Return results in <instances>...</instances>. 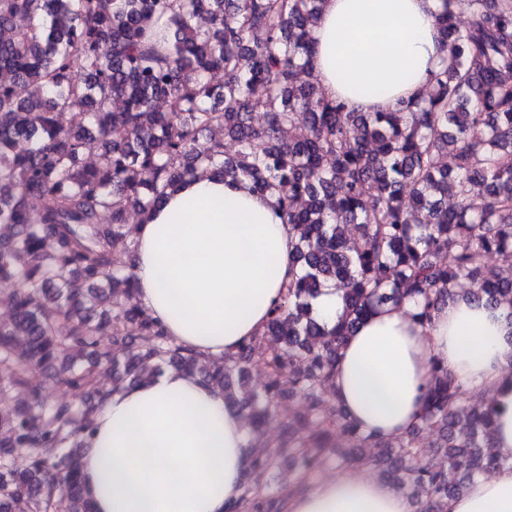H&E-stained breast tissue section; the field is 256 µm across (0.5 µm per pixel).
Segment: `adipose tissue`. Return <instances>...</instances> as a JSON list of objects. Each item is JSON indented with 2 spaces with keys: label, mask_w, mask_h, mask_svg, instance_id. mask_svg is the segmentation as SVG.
<instances>
[{
  "label": "adipose tissue",
  "mask_w": 512,
  "mask_h": 512,
  "mask_svg": "<svg viewBox=\"0 0 512 512\" xmlns=\"http://www.w3.org/2000/svg\"><path fill=\"white\" fill-rule=\"evenodd\" d=\"M441 0H323L311 31L323 93L355 112H376L425 94L443 51ZM381 86L364 99L357 88ZM139 303L183 347L234 353L259 333L294 276V232L276 200L215 174L188 180L135 231ZM413 302L360 323L333 379L361 431L394 440L416 423L433 361L465 388L490 396L493 441L512 453V313L464 297L430 323ZM82 457L95 512H224L241 495L249 434L240 412L199 378L165 371L110 394L94 416ZM448 512H512V468L476 478ZM286 512H413L381 478L341 473L293 492Z\"/></svg>",
  "instance_id": "1"
}]
</instances>
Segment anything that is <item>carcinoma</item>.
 Listing matches in <instances>:
<instances>
[{
  "label": "carcinoma",
  "instance_id": "carcinoma-1",
  "mask_svg": "<svg viewBox=\"0 0 512 512\" xmlns=\"http://www.w3.org/2000/svg\"><path fill=\"white\" fill-rule=\"evenodd\" d=\"M320 3L0 0V281L18 285L0 294L10 313L0 319V395L28 392L0 413V512H94L80 468L94 412L166 367L224 392L252 435L283 393L303 402L288 436L303 474L323 464L338 427L353 448L390 450L383 476L425 494L424 512H445L476 476L512 467L492 443L494 408L467 409L438 360L417 423L396 441L359 430L333 391L345 339L382 306L409 300L427 323L463 293L504 303L512 317V0H470L466 26L457 0H442L450 63L428 97L377 112L319 93L310 29ZM91 140L95 164L83 159ZM444 155L452 167L439 165ZM200 170L276 196L297 233L299 273L263 330L230 355L176 344L137 301L132 246L114 254L132 239L129 212L150 211ZM329 283L342 306L331 327L314 308ZM255 362L266 381L239 400L234 387ZM40 376L80 403H47ZM433 431L440 468L417 463ZM272 467L252 455L226 512H284L269 491Z\"/></svg>",
  "mask_w": 512,
  "mask_h": 512
}]
</instances>
